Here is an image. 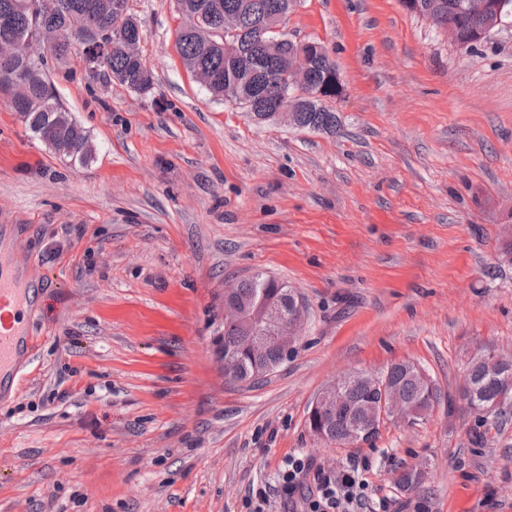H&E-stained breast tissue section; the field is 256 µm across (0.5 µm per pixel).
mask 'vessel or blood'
<instances>
[{
	"label": "vessel or blood",
	"instance_id": "1",
	"mask_svg": "<svg viewBox=\"0 0 512 512\" xmlns=\"http://www.w3.org/2000/svg\"><path fill=\"white\" fill-rule=\"evenodd\" d=\"M28 278V272L8 262L0 263V394L5 393L20 361L35 351L38 342L28 327L32 310L24 287Z\"/></svg>",
	"mask_w": 512,
	"mask_h": 512
}]
</instances>
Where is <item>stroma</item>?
<instances>
[{
    "mask_svg": "<svg viewBox=\"0 0 512 512\" xmlns=\"http://www.w3.org/2000/svg\"><path fill=\"white\" fill-rule=\"evenodd\" d=\"M129 8L149 92L50 65L87 165L0 97V246L40 280L37 348L0 398V512H250L289 455L357 466L368 512H512V419L480 448L462 412L360 448L305 427L341 373L409 360L453 394L474 347L512 358V27L468 54L400 0H297L288 32L325 44L344 88L329 136L211 98L174 0ZM258 271L308 324L249 387L224 377V291Z\"/></svg>",
    "mask_w": 512,
    "mask_h": 512,
    "instance_id": "1",
    "label": "stroma"
}]
</instances>
